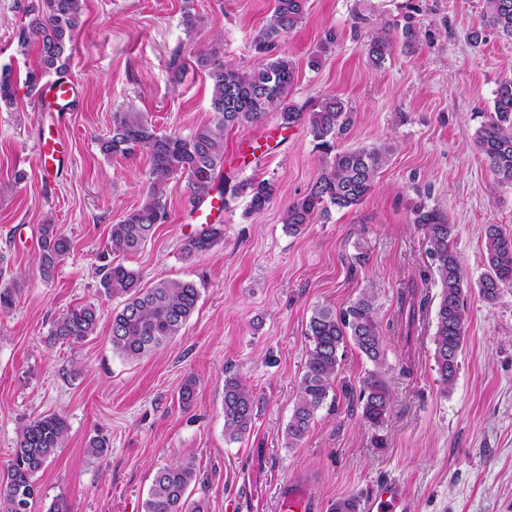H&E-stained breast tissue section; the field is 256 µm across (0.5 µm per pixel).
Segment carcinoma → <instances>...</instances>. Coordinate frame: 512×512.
Returning <instances> with one entry per match:
<instances>
[{
    "instance_id": "obj_1",
    "label": "carcinoma",
    "mask_w": 512,
    "mask_h": 512,
    "mask_svg": "<svg viewBox=\"0 0 512 512\" xmlns=\"http://www.w3.org/2000/svg\"><path fill=\"white\" fill-rule=\"evenodd\" d=\"M83 2L39 0L30 8V20L18 32L21 46L33 42L37 48L38 64L25 77L28 87L35 89L46 75L66 68ZM307 9L308 0H273L268 23L251 36V49L261 58L254 69L228 65L211 53L198 54V65L209 68L214 118L190 136L158 133L141 112L114 113L112 132L101 141L102 153L131 155L143 149L150 155L151 169L143 203L111 227L112 249L135 252L146 244L155 226L167 219L163 189L175 175L188 179L194 208L214 189L221 196L246 193L253 211L264 210L274 194L271 181L250 179L228 184L223 174L224 130L258 122L273 111L285 129L308 125L325 154L321 173L311 187L284 211L283 223L288 232L298 233L331 206L353 208L371 193L393 147L372 144L338 151L336 139L350 125L351 109L335 96L322 100L313 112L288 99L295 66L279 51V43L303 21ZM486 9L490 26L512 37V0H486ZM393 48L388 34L371 35L366 43L368 61L374 67L382 65ZM474 143L485 156L494 181L512 185V79L498 84L493 112L476 131ZM413 224L423 233L441 283L433 336L434 360L441 383L448 390L456 380L466 321L464 274L451 247L455 225L448 222L443 211L424 204L414 210ZM223 238L221 225L208 224L184 239L182 253L188 258L201 256ZM71 248L70 240L58 232L56 225H41L38 260L45 277L53 276ZM485 252L488 270L479 283V291L486 300L493 301L503 288L512 286V233L497 224L487 225ZM101 285L107 295L123 299L122 308L112 316L110 341L112 351L128 359L145 357L178 336L200 297L192 281L162 280L146 288L139 272L120 263L106 267ZM98 319V310L92 304L74 308L52 323L49 336L55 342L75 346L95 332ZM306 335L311 346L286 429L288 444L304 437L314 415L326 404L340 367L339 353L350 342L374 365L357 396L363 417L373 425L384 423L392 395L384 339L372 297L357 299L339 314L329 308L316 309ZM254 418V400L246 384L235 374L225 377V434L232 440L242 438L252 428ZM68 430L67 419L57 413L36 417L21 426L13 458L0 471V512H31V504L40 494L35 476L63 447ZM195 481L196 469L190 462L159 468L144 512H201V506L191 509L188 505L187 491Z\"/></svg>"
}]
</instances>
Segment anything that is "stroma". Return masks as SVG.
Segmentation results:
<instances>
[{
  "label": "stroma",
  "mask_w": 512,
  "mask_h": 512,
  "mask_svg": "<svg viewBox=\"0 0 512 512\" xmlns=\"http://www.w3.org/2000/svg\"><path fill=\"white\" fill-rule=\"evenodd\" d=\"M35 0H0V72L15 97L0 107V286L16 291L0 314V470L27 420L64 415V448L35 479L42 495L31 512L57 497L70 512H144L158 468L193 463L189 499L204 512H279V489L307 488L318 512L336 500L366 497L399 479L410 512H512V287L490 302L479 293L486 273L485 228L512 231V186L495 185L474 144L493 108L498 83L512 78V38L490 27L484 0H309L305 19L279 49L295 65L290 100L316 110L342 98L353 122L338 148L386 142L393 154L371 194L350 209H330L300 232L282 221L325 159L308 127L281 129L276 114L224 133V173L235 181L268 179L275 191L259 212L248 196L226 200L224 239L188 258L192 221L185 177L166 184L167 219L137 253L111 250L112 224L139 206L150 157L107 156L100 141L112 116L144 113L160 133L189 136L209 123L212 81L198 52L250 70L258 59L252 33L272 0H84L66 75L77 84L72 111L46 112L26 82L35 47L18 29ZM200 16L195 27L185 13ZM412 23V47L396 43L378 67L365 43L387 27ZM336 43L321 45L326 31ZM67 146L64 169L43 179L37 148L47 130ZM440 208L455 226L452 244L469 292L459 372L444 389L434 362L435 312L441 285L413 209ZM55 225L72 243L52 278L38 263L40 227ZM120 263L145 285L195 282L197 308L181 333L139 360L109 341L118 298L100 285L102 268ZM372 295L390 368L392 405L383 425L362 416L347 391L372 364L347 346L332 385L333 407L317 411L304 438L286 428L310 348L314 310L342 311ZM95 305L93 335L78 345L49 340L52 322ZM252 391L255 419L232 441L224 433V377ZM196 381L190 407L179 402L186 377ZM103 432L109 448L89 456Z\"/></svg>",
  "instance_id": "1"
}]
</instances>
